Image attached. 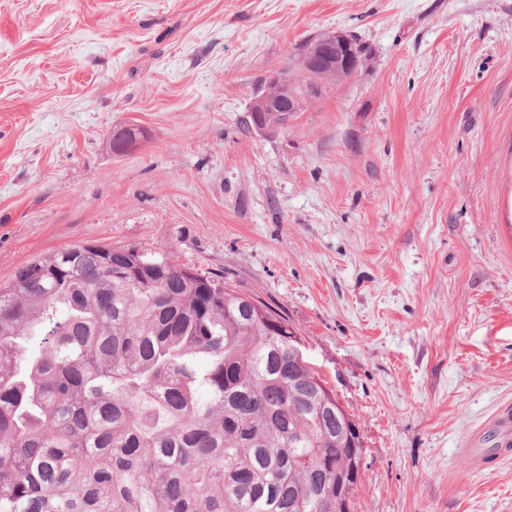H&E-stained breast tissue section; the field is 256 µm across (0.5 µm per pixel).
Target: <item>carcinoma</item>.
<instances>
[{"instance_id": "1", "label": "carcinoma", "mask_w": 512, "mask_h": 512, "mask_svg": "<svg viewBox=\"0 0 512 512\" xmlns=\"http://www.w3.org/2000/svg\"><path fill=\"white\" fill-rule=\"evenodd\" d=\"M288 319L136 247L0 287V512H336L350 445Z\"/></svg>"}]
</instances>
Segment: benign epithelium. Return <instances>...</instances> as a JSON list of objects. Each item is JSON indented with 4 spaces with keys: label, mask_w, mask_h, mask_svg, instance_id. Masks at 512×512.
<instances>
[{
    "label": "benign epithelium",
    "mask_w": 512,
    "mask_h": 512,
    "mask_svg": "<svg viewBox=\"0 0 512 512\" xmlns=\"http://www.w3.org/2000/svg\"><path fill=\"white\" fill-rule=\"evenodd\" d=\"M347 45V33L342 31L326 32L302 43L294 58L293 68L297 74L308 78L306 97L318 98L323 94L326 89L325 78L340 70L337 52ZM340 71L349 79L356 74L351 64ZM298 109V100L293 98L288 72L278 70L271 73L256 92L250 106V116L255 128L266 129L275 126L272 116L282 113L288 115ZM341 428L352 443L349 471L354 476L363 466V438L355 421L346 416L343 417Z\"/></svg>",
    "instance_id": "1"
}]
</instances>
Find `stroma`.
Segmentation results:
<instances>
[{
  "label": "stroma",
  "mask_w": 512,
  "mask_h": 512,
  "mask_svg": "<svg viewBox=\"0 0 512 512\" xmlns=\"http://www.w3.org/2000/svg\"><path fill=\"white\" fill-rule=\"evenodd\" d=\"M336 30L357 75L255 129ZM83 242L287 316L363 436L353 512H512L467 450L512 400V0H0V283ZM288 71L278 70L271 73L256 92L250 106V116L256 129L277 126L272 116L290 114L299 109V98L294 99Z\"/></svg>",
  "instance_id": "stroma-1"
}]
</instances>
